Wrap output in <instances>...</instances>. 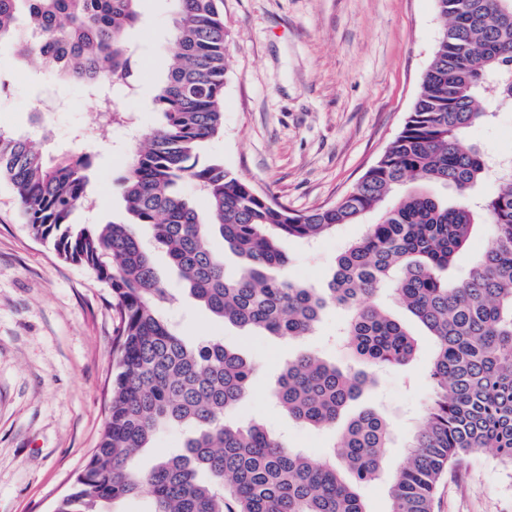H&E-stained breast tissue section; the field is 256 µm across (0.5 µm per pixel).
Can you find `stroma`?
Segmentation results:
<instances>
[{"label": "stroma", "instance_id": "obj_1", "mask_svg": "<svg viewBox=\"0 0 512 512\" xmlns=\"http://www.w3.org/2000/svg\"><path fill=\"white\" fill-rule=\"evenodd\" d=\"M175 0H141L130 32L141 78L128 107L140 128L155 124L151 99L173 47ZM228 34L224 128L206 156L288 208L309 211L349 191L402 129L444 27L436 0H224ZM0 127L75 149L97 103L81 86L59 85L37 61L19 66L0 51ZM466 143L512 156V112L472 127ZM135 140L103 133L90 196L76 221H127L116 180ZM366 224H342L317 241L287 239L289 277L326 287L337 256ZM154 266L174 299L162 315L183 336L216 337L255 367L253 393L232 422L265 424L318 460L335 434L300 424L269 396L286 360L313 351L338 367L359 361L336 333L347 315L328 308L298 340L252 336L213 319L188 296L161 251ZM388 312L417 340L415 357L378 376L352 411L371 406L393 423L382 479L359 485L367 512H390L388 479L405 460L432 387L431 336L393 301ZM119 314L109 288L36 239L0 182V512H52L95 448L106 420L112 339ZM434 512H512V467L489 454L469 459L438 486Z\"/></svg>", "mask_w": 512, "mask_h": 512}]
</instances>
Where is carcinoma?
<instances>
[{
	"mask_svg": "<svg viewBox=\"0 0 512 512\" xmlns=\"http://www.w3.org/2000/svg\"><path fill=\"white\" fill-rule=\"evenodd\" d=\"M141 0H0V49L37 58L62 83L81 82L112 116L128 112L140 75L128 39ZM175 51L153 98L159 123L136 145L117 187L131 223L77 224L88 198L89 152L46 156L27 136L0 129V181L32 234L110 289L120 315L103 432L53 512H110L145 491L151 512H367L356 485L382 471L391 425L366 407L344 425L338 449L312 462L265 425L228 423L252 392V365L218 340L175 334L157 312L168 288L130 224L150 227L190 297L248 332L309 335L330 305L364 369L344 372L313 353L282 367L271 397L298 422L333 428L381 369L402 367L416 340L379 303L394 298L432 336L433 394L392 476L391 512H433L443 476L478 453L512 465V163L499 189L470 203L489 157L463 142L486 119L482 94L512 105V0H436L445 27L402 130L351 191L296 212L203 154L224 123L228 39L223 0H176ZM196 182L203 206L181 192ZM408 183L451 187L449 203ZM377 215L337 256L326 288L282 273L285 238L317 239ZM478 224L492 238L464 280L448 273ZM219 236L242 260L233 275L212 247ZM190 426L181 450L147 472L129 465L163 427Z\"/></svg>",
	"mask_w": 512,
	"mask_h": 512,
	"instance_id": "obj_1",
	"label": "carcinoma"
}]
</instances>
